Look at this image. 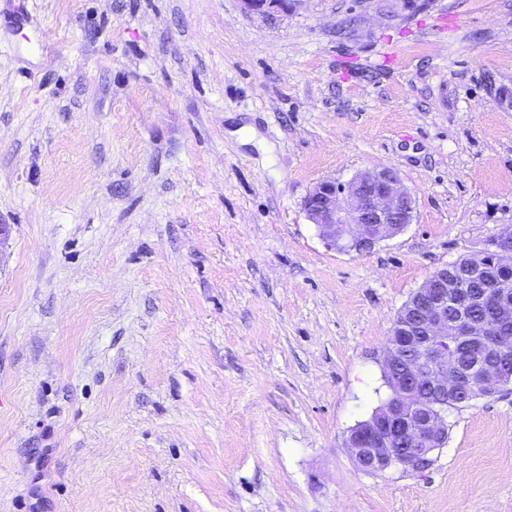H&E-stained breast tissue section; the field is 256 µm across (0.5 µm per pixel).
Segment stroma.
I'll use <instances>...</instances> for the list:
<instances>
[{"mask_svg":"<svg viewBox=\"0 0 512 512\" xmlns=\"http://www.w3.org/2000/svg\"><path fill=\"white\" fill-rule=\"evenodd\" d=\"M0 0V512H512V389L359 470L398 311L512 225V0ZM45 31L43 53L26 37ZM414 219L328 249L317 181ZM304 210L327 247L366 253L412 223L414 199L397 171L381 168L359 171L346 183L317 182Z\"/></svg>","mask_w":512,"mask_h":512,"instance_id":"35a3bbf8","label":"stroma"}]
</instances>
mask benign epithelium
Segmentation results:
<instances>
[{
	"instance_id": "7a95c632",
	"label": "benign epithelium",
	"mask_w": 512,
	"mask_h": 512,
	"mask_svg": "<svg viewBox=\"0 0 512 512\" xmlns=\"http://www.w3.org/2000/svg\"><path fill=\"white\" fill-rule=\"evenodd\" d=\"M246 11L268 14L304 0H241ZM387 17L419 9L422 0H376ZM304 210L329 248L366 253L412 223L414 199L392 168L359 171L338 184L316 183ZM512 329V230L458 266L437 268L399 310L382 366L391 397L350 430L354 464L377 474L400 467L420 472L444 447V411L457 393L488 397L512 383L492 337Z\"/></svg>"
}]
</instances>
